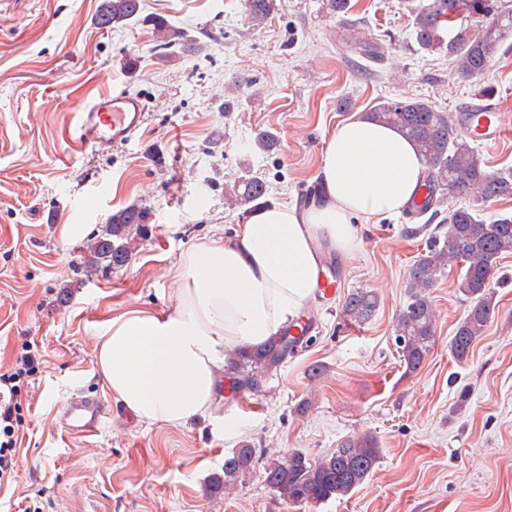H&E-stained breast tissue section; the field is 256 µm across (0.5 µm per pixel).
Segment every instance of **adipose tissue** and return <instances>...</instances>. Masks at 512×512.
Segmentation results:
<instances>
[{
  "label": "adipose tissue",
  "instance_id": "ef3b65f1",
  "mask_svg": "<svg viewBox=\"0 0 512 512\" xmlns=\"http://www.w3.org/2000/svg\"><path fill=\"white\" fill-rule=\"evenodd\" d=\"M424 160L396 128L351 117L329 137L321 200L252 214L229 240L197 244L175 279L168 312L110 319L95 351L102 387L139 420L178 426L213 405L231 353L297 322L321 277L319 241L350 253L353 217L397 215L414 197Z\"/></svg>",
  "mask_w": 512,
  "mask_h": 512
}]
</instances>
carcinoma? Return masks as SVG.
Returning a JSON list of instances; mask_svg holds the SVG:
<instances>
[{
  "instance_id": "cac0c4a2",
  "label": "carcinoma",
  "mask_w": 512,
  "mask_h": 512,
  "mask_svg": "<svg viewBox=\"0 0 512 512\" xmlns=\"http://www.w3.org/2000/svg\"><path fill=\"white\" fill-rule=\"evenodd\" d=\"M274 0H247L250 23L260 25L274 10ZM415 41L427 52L447 50L457 74L473 78L482 74L512 38V9L501 0H420L411 7ZM141 19L140 0H102L95 15L97 26L116 30ZM146 22L161 35L160 48L172 42L175 32L160 17ZM374 120L397 128L417 146L427 167L422 187L428 192L424 209L445 214L444 233L434 232L424 253L408 270L407 303L396 317L395 341L404 373L419 371L436 341V314L430 290L445 270L460 266L457 290L470 300L462 321L449 341V351L458 362L468 360L475 342L483 336L495 312L492 282L497 261L512 252V215L492 220L481 217L464 201L490 202L512 197V173L486 169L477 147L457 132L452 116L437 111L422 99H388L370 112ZM266 182L251 176L235 181L225 198L234 205H247L265 198ZM150 212L137 204L110 215L86 244L84 267L90 272L119 268L129 263L135 238L149 223ZM378 307L377 295L356 290L347 295L342 315L363 323ZM302 340L284 329L266 344L243 348L235 353L232 369L239 373L277 367ZM381 457L376 439L368 434L345 440L331 454L310 460L300 451L284 459L269 458L262 468L265 484L285 504L318 505L331 498L352 493L372 473ZM259 457L247 444L224 456V468L208 479L206 491L223 493L255 471Z\"/></svg>"
}]
</instances>
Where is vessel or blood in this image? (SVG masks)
Here are the masks:
<instances>
[{"instance_id": "b4317fda", "label": "vessel or blood", "mask_w": 512, "mask_h": 512, "mask_svg": "<svg viewBox=\"0 0 512 512\" xmlns=\"http://www.w3.org/2000/svg\"><path fill=\"white\" fill-rule=\"evenodd\" d=\"M147 116L145 98L126 92L102 93L78 112L72 128L73 138L95 149L119 147L129 142ZM461 132L474 135L488 144L498 143L507 133V123L488 98L481 97L462 107L458 116ZM106 412L104 403L75 393L60 414V422L69 432L85 437L94 435Z\"/></svg>"}]
</instances>
